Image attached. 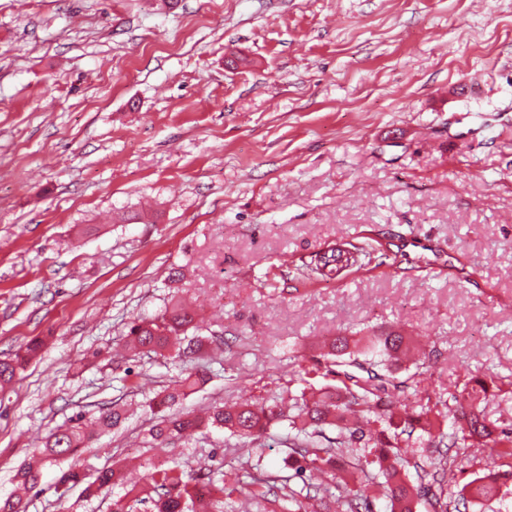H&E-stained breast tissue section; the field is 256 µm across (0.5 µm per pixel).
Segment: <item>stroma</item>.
<instances>
[{
	"label": "stroma",
	"instance_id": "obj_1",
	"mask_svg": "<svg viewBox=\"0 0 512 512\" xmlns=\"http://www.w3.org/2000/svg\"><path fill=\"white\" fill-rule=\"evenodd\" d=\"M323 277L304 261L361 243ZM183 270L180 281L168 278ZM224 339L181 407L299 393L327 338L398 330L402 403L488 380L512 427V0H0V496L77 414L136 405L81 456L285 468L287 423L147 447L146 401L188 361L122 351L171 298ZM27 512H110L125 483ZM41 350V343L33 340L21 346L15 354V358L10 361L0 360V390H4L11 386L18 371Z\"/></svg>",
	"mask_w": 512,
	"mask_h": 512
}]
</instances>
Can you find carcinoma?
Instances as JSON below:
<instances>
[{"mask_svg": "<svg viewBox=\"0 0 512 512\" xmlns=\"http://www.w3.org/2000/svg\"><path fill=\"white\" fill-rule=\"evenodd\" d=\"M190 329H197L194 314L175 302L162 316L134 323L127 339L130 348L140 352L195 354L202 340L188 336ZM414 349L415 339L400 334L356 340L336 336L325 341L305 374H342L347 382L332 391L314 393L307 380L301 395L289 396L286 409L279 395L260 408L245 402L215 405L203 416L175 412L173 407L209 381L205 372L186 373L149 401L154 439H179L213 428L257 440L273 421L285 418L296 430L288 439L291 473L262 467L248 449L228 448L226 454L238 463L237 472L207 494H201L198 483L212 480L210 472L201 469L188 474L177 464L154 466L147 469L144 484L131 486L112 502L111 512H133L144 499L152 503L153 512H196L197 502L206 495L214 512H235L233 496L243 489L252 512H373L370 492L374 489L388 498L390 512H417L421 506L425 512H461L469 503L482 506L498 499L502 486L512 482V430L496 432L484 417L481 402L488 392L487 382L475 379L451 395L455 409L448 432L431 419L433 413L441 415L439 410H397L392 395L407 388V381L397 377L398 370L420 368L419 360L411 358ZM40 350L41 343L33 340L21 346L14 359L0 360L1 391L11 386L18 371ZM352 368L368 378L350 372ZM122 422V413L115 408L100 410L90 423L80 414L69 427L45 436L40 454L48 462L74 456ZM327 426L338 429L336 438L327 436ZM490 441V453L502 460L500 466L459 484L457 473L471 449ZM39 475L32 465L22 464L14 480L33 490ZM118 479L116 470L103 469L89 482L81 470L69 467L60 470L56 486H81L91 496Z\"/></svg>", "mask_w": 512, "mask_h": 512, "instance_id": "carcinoma-1", "label": "carcinoma"}]
</instances>
